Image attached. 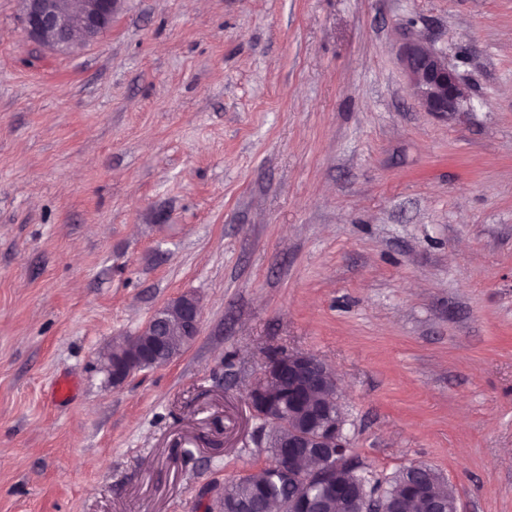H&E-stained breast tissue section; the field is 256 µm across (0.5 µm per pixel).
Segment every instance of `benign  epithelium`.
<instances>
[{
    "label": "benign epithelium",
    "instance_id": "obj_1",
    "mask_svg": "<svg viewBox=\"0 0 512 512\" xmlns=\"http://www.w3.org/2000/svg\"><path fill=\"white\" fill-rule=\"evenodd\" d=\"M117 5L118 0H21L20 20L29 38L53 51H68L97 40L109 30ZM399 57L407 77L409 95L420 109L441 117L467 110L469 96L455 70L448 66L446 56L430 50L418 39L408 38L400 47ZM201 318V301L189 293L158 309L136 332L141 337L140 348H124L107 356L105 370L112 385L122 384L145 365L160 367L172 361L165 352L167 337H196ZM285 373L302 396L319 395L309 406L310 411L334 407L336 413H341L333 372L312 354L292 353L272 360L263 379L252 388L249 407L254 416L273 424L287 425L281 418L280 405L270 398ZM344 427L342 416L336 422V429L327 435L314 434L309 423L298 429L290 427L288 438L282 444L288 449L283 459L288 461L294 477L300 481L320 477L325 496L338 501L348 497L349 487L322 470L320 456L333 453L338 464L351 465L345 451Z\"/></svg>",
    "mask_w": 512,
    "mask_h": 512
}]
</instances>
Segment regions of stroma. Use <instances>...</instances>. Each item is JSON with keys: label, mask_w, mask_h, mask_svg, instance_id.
Here are the masks:
<instances>
[{"label": "stroma", "mask_w": 512, "mask_h": 512, "mask_svg": "<svg viewBox=\"0 0 512 512\" xmlns=\"http://www.w3.org/2000/svg\"><path fill=\"white\" fill-rule=\"evenodd\" d=\"M0 0V512H212L309 353L376 477L512 512V0H121L53 52ZM468 111L420 110L403 34ZM171 363L101 361L175 297ZM68 381V398L54 389Z\"/></svg>", "instance_id": "obj_1"}]
</instances>
